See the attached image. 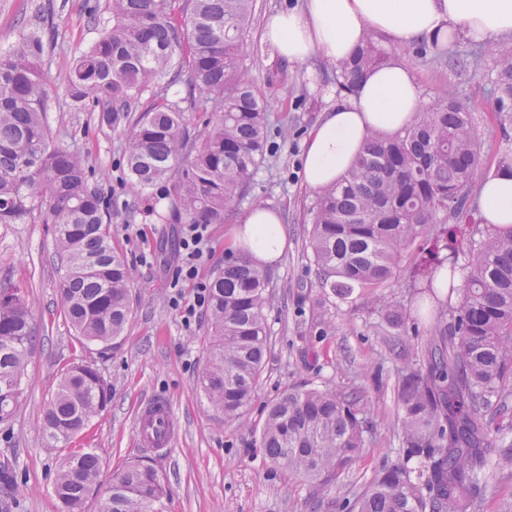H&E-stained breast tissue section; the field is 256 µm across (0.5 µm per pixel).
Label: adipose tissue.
<instances>
[{
    "label": "adipose tissue",
    "instance_id": "obj_1",
    "mask_svg": "<svg viewBox=\"0 0 512 512\" xmlns=\"http://www.w3.org/2000/svg\"><path fill=\"white\" fill-rule=\"evenodd\" d=\"M460 32L478 42L512 35V0H302L268 16L263 39L280 60L303 63L316 54L335 65L368 33L405 47ZM420 108L413 71L401 60L369 72L353 92H337L305 142V185L319 191L337 183L369 134L401 130ZM481 200L484 223L512 224V176L484 181ZM284 240L279 215L259 204L244 215L232 245L262 267L274 263Z\"/></svg>",
    "mask_w": 512,
    "mask_h": 512
}]
</instances>
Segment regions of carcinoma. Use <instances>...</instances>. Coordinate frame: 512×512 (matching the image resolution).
I'll use <instances>...</instances> for the list:
<instances>
[{"label":"carcinoma","mask_w":512,"mask_h":512,"mask_svg":"<svg viewBox=\"0 0 512 512\" xmlns=\"http://www.w3.org/2000/svg\"><path fill=\"white\" fill-rule=\"evenodd\" d=\"M252 2L185 0L176 17L171 0H108L112 25L72 62L70 96L91 103L103 122L128 126L131 181L143 191L171 183L165 224L224 223L268 151L265 103L243 65ZM44 52L37 16L0 50V224L54 225L64 315L78 336L109 345L132 314L130 270L112 247L109 202L89 182L84 156L53 142ZM413 54L460 71L492 60L495 116L504 130L512 124L511 40L469 58L437 42ZM388 60L368 35L336 66L339 87L352 90ZM184 72L186 95L174 100L169 89ZM482 169L474 112L445 94L403 130L369 136L348 173L310 209L305 249L318 287L347 303L358 292L372 294L386 324L403 335L418 336L419 327L384 293L400 263L430 237L434 267L425 287L437 290L448 274L427 333V362L409 361L398 375V458L374 476L356 512H480L487 471L512 466V420L494 426L487 415L506 401L512 381V225L455 246L457 225L477 223ZM271 282L269 271L229 251L208 284L210 341L198 385L226 422L242 420L255 392L268 350ZM299 302L311 324L327 323L323 298L304 294ZM33 338L22 288L0 281V423L20 405ZM110 400L92 364L66 369L44 407L46 436L70 443ZM370 429L354 394L304 386L270 405L261 443L270 462L317 489L321 507L323 491ZM100 472L93 450L69 452L53 485L60 512H83ZM19 493L12 467L0 464V503L10 507ZM165 493L154 468L129 465L113 477L100 512H163Z\"/></svg>","instance_id":"cac0c4a2"}]
</instances>
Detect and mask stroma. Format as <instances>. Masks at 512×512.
<instances>
[{"instance_id":"35a3bbf8","label":"stroma","mask_w":512,"mask_h":512,"mask_svg":"<svg viewBox=\"0 0 512 512\" xmlns=\"http://www.w3.org/2000/svg\"><path fill=\"white\" fill-rule=\"evenodd\" d=\"M297 0H253L245 63L262 93L269 120L271 147L256 170L236 214L208 227L210 257L197 281H209L224 265L233 230L253 205L275 209L286 231V245L271 265L274 304L267 312L270 349L253 400L242 421L225 423L197 386L207 354L205 316L187 322L174 302L192 299L195 283L180 279L183 227L161 223L167 209L161 188L141 193L125 174L124 129L101 122L69 95L70 66L87 50L99 29L111 22L107 0H0V50L15 41L23 19L41 15L55 32L44 57L51 85L46 121L57 146L80 151L90 180L110 200L112 244L132 270L131 320L113 346L80 340L66 320L56 295L60 276L54 258L50 224H0V280L24 288L32 300L35 330L24 376V396L9 423H0V458H10L24 487L12 512H57L53 483L63 448L51 447L42 429L43 408L63 369L93 363L112 388V400L95 417L75 445L94 449L104 467L85 512H99L111 490L112 475L128 464L153 467L167 495L164 512H348L374 474L395 461L401 446L397 420V377L406 359H421L423 330L429 329L427 302L414 286L411 265H404L389 285L392 301L404 305L409 321L421 333L404 339V350H392L378 311L367 300L349 305L326 300L329 322L311 325L298 312L301 293L320 295L315 267L303 249L308 210L315 191L303 183V149L311 128L330 105L335 90L332 67L320 57L288 63L274 56L263 41L266 16ZM97 8L90 24L85 5ZM393 58L413 68L423 103L453 92L473 110L488 169L512 155V130L503 131L491 110V61L477 74L457 76L433 63L392 48ZM309 384L357 392L359 406L373 427L355 461L329 486V505L313 508V487L274 466L261 446L260 433L269 406L288 389ZM152 396L171 404L178 435L171 448L157 453L138 447L135 429L141 402Z\"/></svg>"}]
</instances>
